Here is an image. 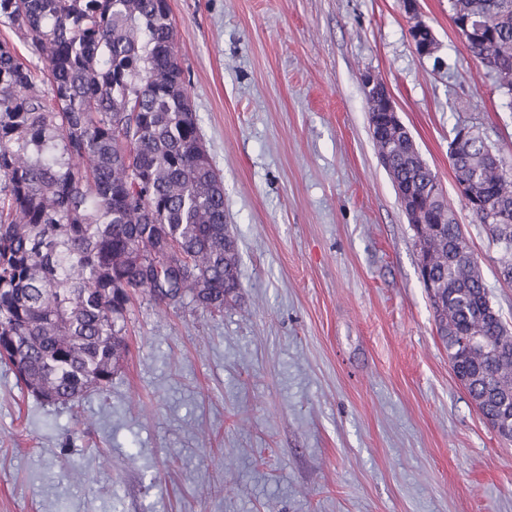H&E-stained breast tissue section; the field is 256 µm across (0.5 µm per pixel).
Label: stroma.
<instances>
[{"mask_svg": "<svg viewBox=\"0 0 512 512\" xmlns=\"http://www.w3.org/2000/svg\"><path fill=\"white\" fill-rule=\"evenodd\" d=\"M168 3L239 298L134 293L111 386L72 406L0 362V512H512V441L451 369L363 84L387 86L512 325L448 159L461 125L512 158V107L448 0H419L433 58L400 0Z\"/></svg>", "mask_w": 512, "mask_h": 512, "instance_id": "1", "label": "stroma"}]
</instances>
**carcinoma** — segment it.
<instances>
[{"mask_svg":"<svg viewBox=\"0 0 512 512\" xmlns=\"http://www.w3.org/2000/svg\"><path fill=\"white\" fill-rule=\"evenodd\" d=\"M452 21L485 27L468 49L512 101V0H448ZM0 361L36 399L73 404L104 390L126 351V304L188 298L221 311L241 288L224 222V182L203 144L174 52L167 0H0ZM44 66H39V63ZM404 133L374 140L398 185L442 208L416 240L429 258L435 322L484 415L512 406V331L440 180ZM456 181L512 240V178L476 134L451 159ZM483 345L469 348L463 340Z\"/></svg>","mask_w":512,"mask_h":512,"instance_id":"1","label":"carcinoma"}]
</instances>
